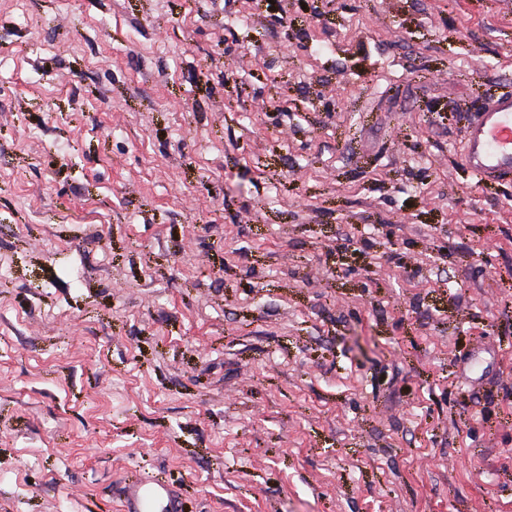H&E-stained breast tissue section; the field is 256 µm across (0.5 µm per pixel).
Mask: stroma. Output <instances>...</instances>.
I'll use <instances>...</instances> for the list:
<instances>
[{
    "instance_id": "35a3bbf8",
    "label": "stroma",
    "mask_w": 512,
    "mask_h": 512,
    "mask_svg": "<svg viewBox=\"0 0 512 512\" xmlns=\"http://www.w3.org/2000/svg\"><path fill=\"white\" fill-rule=\"evenodd\" d=\"M512 0H0V512H512ZM462 164L477 183L512 182V93L487 99L469 124ZM123 512H185L183 494L162 478L129 480L123 491Z\"/></svg>"
}]
</instances>
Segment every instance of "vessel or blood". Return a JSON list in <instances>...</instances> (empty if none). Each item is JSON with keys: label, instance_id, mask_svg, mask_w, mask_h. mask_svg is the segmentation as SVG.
<instances>
[{"label": "vessel or blood", "instance_id": "vessel-or-blood-1", "mask_svg": "<svg viewBox=\"0 0 512 512\" xmlns=\"http://www.w3.org/2000/svg\"><path fill=\"white\" fill-rule=\"evenodd\" d=\"M462 164L482 184L512 182V93L487 99L469 124ZM122 512H186L176 486L162 478H136L126 483Z\"/></svg>", "mask_w": 512, "mask_h": 512}]
</instances>
